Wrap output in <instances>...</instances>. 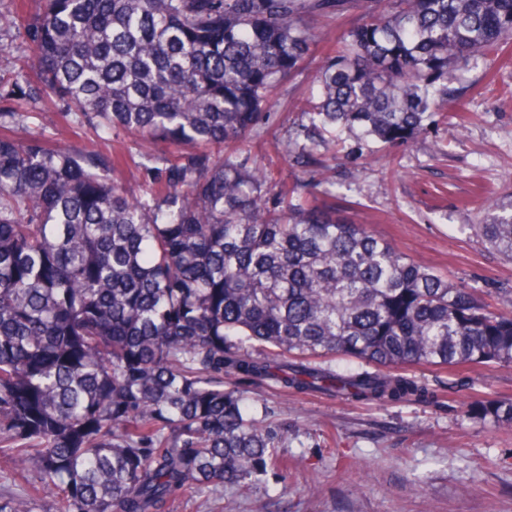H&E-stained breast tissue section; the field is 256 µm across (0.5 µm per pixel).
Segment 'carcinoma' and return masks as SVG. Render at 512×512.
Listing matches in <instances>:
<instances>
[{
    "instance_id": "carcinoma-1",
    "label": "carcinoma",
    "mask_w": 512,
    "mask_h": 512,
    "mask_svg": "<svg viewBox=\"0 0 512 512\" xmlns=\"http://www.w3.org/2000/svg\"><path fill=\"white\" fill-rule=\"evenodd\" d=\"M34 82L96 133L185 147L163 168L118 150L21 141L0 113V512H169L172 497L258 481L281 435L224 387L242 375L356 402H424L408 364L512 365V288L493 308L305 188L257 173L260 108L310 51L334 0H37ZM285 144L319 164L325 133L395 150L436 124L450 68L512 46V0H361ZM136 167L131 196L117 174ZM476 232L512 260V210ZM320 353L376 366L334 371ZM467 415L512 422V402Z\"/></svg>"
}]
</instances>
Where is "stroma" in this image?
I'll use <instances>...</instances> for the list:
<instances>
[{"mask_svg": "<svg viewBox=\"0 0 512 512\" xmlns=\"http://www.w3.org/2000/svg\"><path fill=\"white\" fill-rule=\"evenodd\" d=\"M11 0H0V75L15 78L32 49L22 24L9 23ZM355 0L314 23L315 44L298 70L275 91L276 103L251 132L254 168L285 182L312 183L326 203L315 168L293 165L281 149L316 85L326 43L354 27ZM460 97L429 134L391 154L377 150L343 158L331 170L343 211L414 262L480 289L496 304L512 288V262L474 231L482 202L512 205V58L494 70L469 66L449 79ZM19 137L99 149L89 130L50 125L53 103L20 102ZM407 375L434 392V401L356 403L317 393L283 392L239 380L245 396L285 438L282 468L261 482L225 489L222 500L184 492L170 512H512V423L466 417L476 400L512 399V366H414Z\"/></svg>", "mask_w": 512, "mask_h": 512, "instance_id": "obj_1", "label": "stroma"}]
</instances>
